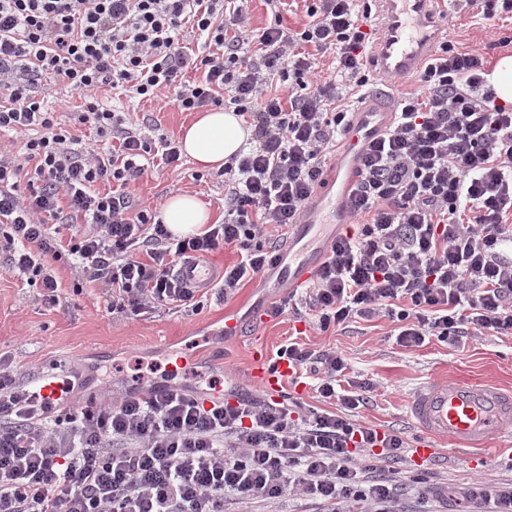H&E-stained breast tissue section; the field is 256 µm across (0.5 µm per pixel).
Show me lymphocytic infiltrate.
I'll return each instance as SVG.
<instances>
[{
  "label": "lymphocytic infiltrate",
  "mask_w": 512,
  "mask_h": 512,
  "mask_svg": "<svg viewBox=\"0 0 512 512\" xmlns=\"http://www.w3.org/2000/svg\"><path fill=\"white\" fill-rule=\"evenodd\" d=\"M301 28L274 19L249 29L244 0H0V131L24 152L0 149V253L59 302L48 260L74 258L78 285L102 289L105 310L135 318L196 297L178 265L220 245L240 259L225 266L216 294L282 259L267 226L296 223L340 148L352 110L370 90L365 47L370 17L361 0H305ZM205 35L189 50L185 27ZM333 52L322 74L317 54ZM481 49L443 42L400 97L393 123L372 142L349 201L355 232L326 248L304 298L288 293L267 310L306 309L320 331L384 316L396 342L512 335V108L479 87ZM195 79H188V72ZM84 100L79 123L101 145L76 149L55 112L35 96L43 78ZM165 95L183 112L233 109L250 141L223 169L224 221L174 238L158 209L129 190L146 158L174 165L172 142L152 146L124 113L105 108L103 88ZM108 192H93L95 183ZM70 225L60 246L49 221ZM295 377L310 374L324 401L354 410L362 395L339 393L346 370L335 350L282 347ZM52 393L0 363V512H229L230 498L288 493L327 512L351 505L394 512L400 483L359 463L358 448L385 461L406 443L334 411L299 402L205 401L180 385L129 388L72 403L85 379L54 373Z\"/></svg>",
  "instance_id": "obj_1"
}]
</instances>
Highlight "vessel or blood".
<instances>
[{"instance_id":"b4317fda","label":"vessel or blood","mask_w":512,"mask_h":512,"mask_svg":"<svg viewBox=\"0 0 512 512\" xmlns=\"http://www.w3.org/2000/svg\"><path fill=\"white\" fill-rule=\"evenodd\" d=\"M380 20L379 37L372 59L379 73L402 76L421 65L433 51L452 22L451 14L437 8V0H373ZM390 105L368 98L360 103L343 140V149L333 163L329 188L317 192L293 227L296 239H303L316 227L331 220L343 221L345 204L360 175L362 150L380 138L391 122ZM321 253L297 255L289 265L286 282L296 288L316 273ZM189 287L207 288L214 280V268L203 262L181 267ZM251 377L263 390L276 393L291 369L280 363L277 371L264 365L260 352L252 354ZM410 416L421 432L415 456L434 455L432 439L445 438L461 448L484 445L490 438L512 434V389L471 380L430 382L412 398Z\"/></svg>"}]
</instances>
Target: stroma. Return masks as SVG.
I'll use <instances>...</instances> for the list:
<instances>
[{"label": "stroma", "mask_w": 512, "mask_h": 512, "mask_svg": "<svg viewBox=\"0 0 512 512\" xmlns=\"http://www.w3.org/2000/svg\"><path fill=\"white\" fill-rule=\"evenodd\" d=\"M446 9L455 17L448 37L456 46L473 40L487 43L488 62L512 53V24L483 19L477 8L458 10L454 0ZM47 106L65 100L57 117L63 128L79 136L83 146L94 143L90 126L78 125L75 115L83 109L80 96L63 83L43 79L40 93ZM116 109L142 127L150 140L178 142L191 113L166 107L163 99L116 96L105 91ZM136 200L163 204L173 193H191L208 205L211 221H224V179L214 171L199 169L183 159L179 171L151 167L133 187ZM61 296L58 306L45 307L38 290L24 275L9 269L0 256V354L7 355L21 375L38 376L56 367L72 368L88 379L89 392L123 391L139 383L169 381L208 391L216 381L224 391L260 401L264 395L249 379L251 352L263 348L267 363L288 342L310 350L332 349L347 363L341 388L352 393L358 382L369 381V401L359 408L363 425L393 432L407 444L420 435L410 418L414 394L431 381L470 379L512 387V335L473 337L459 343L430 340L420 347L398 345L390 334L391 323L383 317L361 320L325 332L309 328L303 318L283 314L265 316L271 302L285 296L277 285L276 272L246 282L227 299L207 295L198 311L161 309L132 321L104 311L99 289H85L73 296L77 273L64 260L49 264ZM234 310L243 322L241 335L221 337L225 310ZM186 364L171 369L176 357ZM437 455L422 462L405 455L393 468L405 485L402 512H466V496L474 483L488 486L512 483V437L491 439L481 448H456L437 441Z\"/></svg>", "instance_id": "stroma-1"}]
</instances>
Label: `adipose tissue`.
<instances>
[{"label":"adipose tissue","instance_id":"ef3b65f1","mask_svg":"<svg viewBox=\"0 0 512 512\" xmlns=\"http://www.w3.org/2000/svg\"><path fill=\"white\" fill-rule=\"evenodd\" d=\"M252 131L233 110L218 108L199 113L183 130L179 141L182 154L200 168L218 170L237 153ZM164 224L178 236L195 233L209 221L207 208L194 196H170L162 210Z\"/></svg>","mask_w":512,"mask_h":512}]
</instances>
